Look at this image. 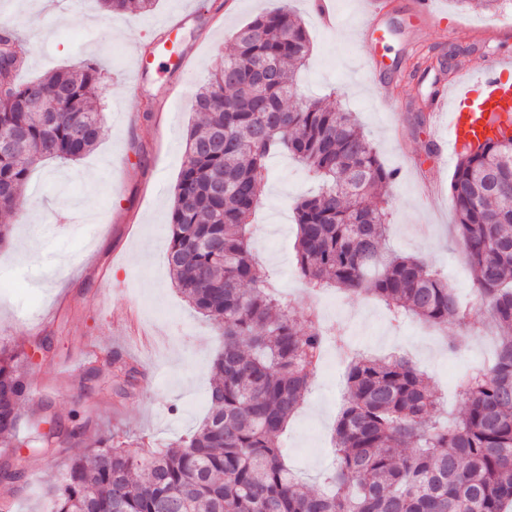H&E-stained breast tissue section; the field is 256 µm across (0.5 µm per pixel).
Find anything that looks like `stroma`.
<instances>
[{
	"label": "stroma",
	"instance_id": "stroma-1",
	"mask_svg": "<svg viewBox=\"0 0 512 512\" xmlns=\"http://www.w3.org/2000/svg\"><path fill=\"white\" fill-rule=\"evenodd\" d=\"M219 0H156L142 15H104L97 0H0V20L17 27L16 48L27 58L20 81L60 67L94 63L103 67L98 109L104 134L96 148L70 162L34 167L9 223L10 240L0 244V343L30 346L51 339V351L32 356L27 380L36 398L23 408L17 440L0 447V464L20 472L10 495L11 512H47L46 489L65 473L74 447L58 443L45 453L31 441L44 430L43 413L68 426L83 424L84 441L94 444L125 432L162 446L194 430L207 413L210 366L221 350L219 327L196 313L174 288L166 264L167 224L173 191L184 161V136L197 120L190 93L223 57L235 32L256 15L289 7L303 21L312 44L301 73L300 96H325L355 112L384 164L396 172L386 191L391 212L387 247L440 270L449 286L472 305L470 267L456 244L455 212L448 193L452 168L440 167L434 137L438 129L418 125L429 96L456 76L413 71L424 56L446 54L455 44L471 46L470 66L512 56V23L431 0L440 31L410 32L411 0H385V39L359 41L363 0H334L336 25L322 24L314 0H234L232 13ZM188 7L176 43L192 58L189 74L175 75L154 61L139 86L132 70L152 50L159 20ZM386 63L383 81L366 72L368 53ZM318 191L312 175L286 155L272 159L262 204L252 218L254 251L275 290L287 293L299 312L314 309L335 325L336 304L354 313L347 331L356 350L385 356L390 317L385 305L364 292L349 299L340 292L311 291L295 274L294 206ZM397 333L427 351L417 367L424 372L448 417L463 403L454 378L476 360L491 357L497 330L478 313L466 330L449 328V345L428 352L431 328L411 319ZM135 361L144 372L140 387L118 396L111 389L113 355ZM347 364L330 357L311 382L286 430L291 465L308 486H318L333 464L332 436L342 410Z\"/></svg>",
	"mask_w": 512,
	"mask_h": 512
}]
</instances>
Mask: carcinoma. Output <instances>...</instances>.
I'll return each mask as SVG.
<instances>
[{"label": "carcinoma", "instance_id": "cac0c4a2", "mask_svg": "<svg viewBox=\"0 0 512 512\" xmlns=\"http://www.w3.org/2000/svg\"><path fill=\"white\" fill-rule=\"evenodd\" d=\"M108 13H146L156 0H100ZM494 15L512 0H455ZM310 52L303 22L288 8L240 30L192 95L202 117L186 132L174 189L169 248L173 283L195 311L223 328L211 365L210 410L200 426L165 448L133 452L114 434L79 451L51 494L50 512H507L512 507V138L487 140L458 156L450 183L457 242L476 290L500 330L491 363H473L457 388L465 404L451 423L431 417L439 398L403 357L352 358L336 423V463L323 487L307 489L289 468L279 439L301 403L331 329L313 312L298 327L295 302L273 293L256 261L248 226L271 156L286 152L321 182L295 205V269L308 288L367 290L394 320L411 315L438 327L465 328L475 315L440 272L385 247L386 188L395 174L351 112L309 99L289 106ZM0 67L11 92L0 97V136L19 127L0 182V212L14 213L32 166L75 161L103 134L92 95L94 64L17 82L25 57L12 33L0 34ZM59 95L53 122L23 105ZM224 176V189L216 180ZM24 349L0 348V444L14 443L28 399ZM114 393L138 387L135 364L112 360ZM83 426L40 436L39 447L78 443Z\"/></svg>", "mask_w": 512, "mask_h": 512}]
</instances>
